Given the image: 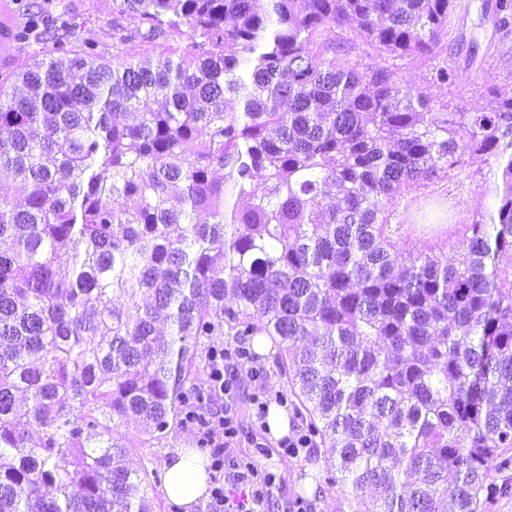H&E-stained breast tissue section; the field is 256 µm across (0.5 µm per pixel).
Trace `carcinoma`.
I'll list each match as a JSON object with an SVG mask.
<instances>
[{
  "label": "carcinoma",
  "mask_w": 512,
  "mask_h": 512,
  "mask_svg": "<svg viewBox=\"0 0 512 512\" xmlns=\"http://www.w3.org/2000/svg\"><path fill=\"white\" fill-rule=\"evenodd\" d=\"M14 4L0 512H155L158 472L125 460L205 420L222 336L274 343L317 491L352 490L337 512L512 495L491 479L512 467V96L436 112L352 59L432 58L454 0H113L110 43L63 0ZM465 152L499 163L496 215L448 225L461 253L404 257L397 201Z\"/></svg>",
  "instance_id": "carcinoma-1"
}]
</instances>
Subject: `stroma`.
Here are the masks:
<instances>
[{
    "mask_svg": "<svg viewBox=\"0 0 512 512\" xmlns=\"http://www.w3.org/2000/svg\"><path fill=\"white\" fill-rule=\"evenodd\" d=\"M486 0H455L448 20V37L437 59L413 56L398 63L402 83L428 89L435 101L449 106H468L489 99L490 90L512 95V31L497 30L485 17ZM451 68L454 81H430L433 65ZM494 158L463 155L458 169L448 179L438 180L399 202L397 211L404 223L467 224L476 207L492 209L495 203L491 177ZM236 390L234 410L237 435L224 451L223 471L213 473L212 482H221L225 473L236 471L241 460H250L263 479V512H297L300 501L312 506L311 512H334L338 503L350 499V489L336 485L323 497L309 493L310 481L300 480L302 472L314 468L306 454L290 455L279 446L280 437L264 430L255 415L253 396L258 388L281 390L273 360L258 367L244 365L234 371Z\"/></svg>",
    "mask_w": 512,
    "mask_h": 512,
    "instance_id": "35a3bbf8",
    "label": "stroma"
}]
</instances>
